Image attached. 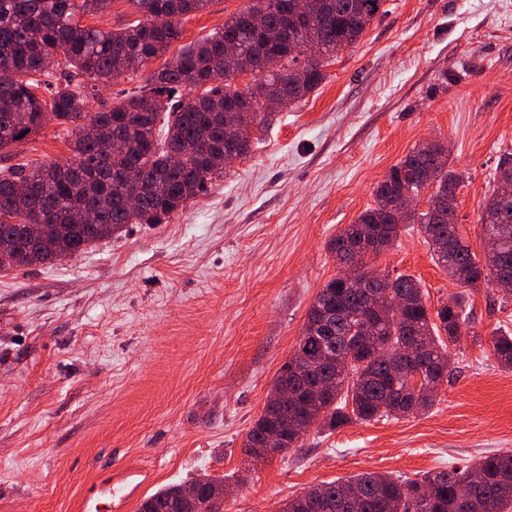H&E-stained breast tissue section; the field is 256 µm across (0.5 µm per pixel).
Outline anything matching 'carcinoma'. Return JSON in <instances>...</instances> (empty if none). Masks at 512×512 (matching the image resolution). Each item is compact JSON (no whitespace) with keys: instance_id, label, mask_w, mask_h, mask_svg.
<instances>
[{"instance_id":"1","label":"carcinoma","mask_w":512,"mask_h":512,"mask_svg":"<svg viewBox=\"0 0 512 512\" xmlns=\"http://www.w3.org/2000/svg\"><path fill=\"white\" fill-rule=\"evenodd\" d=\"M111 2L0 0V159L21 142L19 135L41 130L47 113L71 128L72 153L65 165L0 170V244H13L25 253L0 269L73 258L126 224L163 223L224 174L226 155L248 153L250 141H226L224 113H235L245 127H261L270 114L268 98L284 105L305 98L325 79V64L358 41L384 0H309L313 8L299 24L292 18L297 0H251L224 21V28L182 47L162 69L149 73L143 85L125 91L120 103H102L90 112L88 89L165 54L182 38V19L210 0H133L142 18L112 31L82 22L106 11ZM306 44L317 49L318 59L300 60ZM61 57L74 68L63 73V84L52 82ZM240 67L251 73L243 90L232 85ZM37 74L46 80L36 79ZM43 85L49 89L47 98L36 93ZM88 125L96 128L92 137L84 134ZM116 141L132 148L115 154ZM461 182L462 174L448 160L437 161L428 145H416L375 187L376 206L330 240V253L341 265L355 249L366 258L393 246L400 225L389 222L386 208L406 191L417 195L432 187L428 209L413 212L408 223L418 225L435 264L463 287L486 281L502 298H512V280L503 281L486 268L460 235L457 206L448 207L442 217L435 215L434 202ZM80 209L93 213L94 224L73 223L72 215ZM37 218L64 224L65 231L46 244H34L23 225ZM480 224L484 248L499 251L502 266L512 270V203L490 195ZM363 275L408 297L410 305L400 314L370 321L361 311L359 289L328 281L307 313L293 353L306 368L298 382L297 405L283 414L278 385H273L243 448H262L273 435L293 448L312 426L335 429L434 406L431 393L394 389L395 376L408 366L405 347L410 343L417 346L414 358H422L428 373L440 371L448 361L447 343L456 341L458 326L467 319L464 296L454 295L432 311L413 277L392 278L366 265ZM492 346L499 365L512 370V335L493 336ZM476 471L481 481L463 500L457 490L471 484ZM178 488H160L138 512H169ZM310 496L314 510H307L298 496L283 512H384L389 502L402 506V512H416L421 500L424 512H512V451L416 480L366 472L323 483Z\"/></svg>"}]
</instances>
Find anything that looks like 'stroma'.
Wrapping results in <instances>:
<instances>
[{
    "label": "stroma",
    "mask_w": 512,
    "mask_h": 512,
    "mask_svg": "<svg viewBox=\"0 0 512 512\" xmlns=\"http://www.w3.org/2000/svg\"><path fill=\"white\" fill-rule=\"evenodd\" d=\"M249 4L210 0L184 18L182 44ZM324 74L164 223L0 271V512H79L102 470L131 465L150 478L123 512L202 475L229 485L224 512H281L362 472L417 479L512 450V371L490 341L512 332V300L483 283L466 291L432 409L314 428L244 468L245 436L338 272L328 241L416 144H447L459 229L483 254V202L512 151V0H384ZM70 138L48 123L0 169L66 161ZM369 264L417 279L432 309L461 290L410 227Z\"/></svg>",
    "instance_id": "stroma-1"
}]
</instances>
